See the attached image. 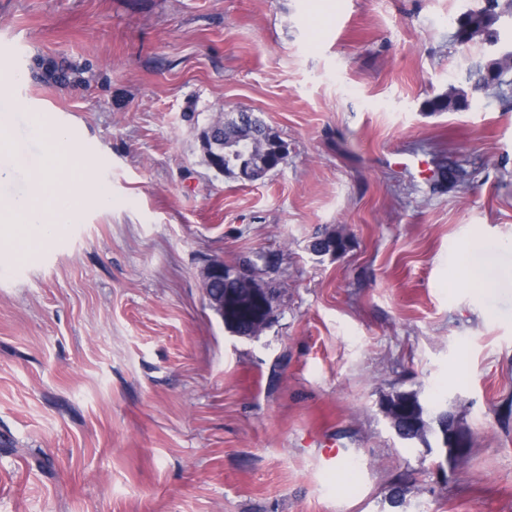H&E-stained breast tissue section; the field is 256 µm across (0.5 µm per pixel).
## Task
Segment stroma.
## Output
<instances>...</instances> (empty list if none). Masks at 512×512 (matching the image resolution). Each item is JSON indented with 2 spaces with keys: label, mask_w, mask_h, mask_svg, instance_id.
I'll return each instance as SVG.
<instances>
[{
  "label": "stroma",
  "mask_w": 512,
  "mask_h": 512,
  "mask_svg": "<svg viewBox=\"0 0 512 512\" xmlns=\"http://www.w3.org/2000/svg\"><path fill=\"white\" fill-rule=\"evenodd\" d=\"M481 5L0 0L10 139L44 113L107 196L0 263V512H512V277L481 294L455 261L512 268V106L425 107L485 54L450 38ZM242 111L288 146L253 184L200 141ZM244 257L280 290L252 338L204 293ZM395 391L468 429L447 480Z\"/></svg>",
  "instance_id": "stroma-1"
}]
</instances>
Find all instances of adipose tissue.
I'll use <instances>...</instances> for the list:
<instances>
[{
	"label": "adipose tissue",
	"instance_id": "1",
	"mask_svg": "<svg viewBox=\"0 0 512 512\" xmlns=\"http://www.w3.org/2000/svg\"><path fill=\"white\" fill-rule=\"evenodd\" d=\"M29 132L39 148L35 165L29 169V187L21 193L0 196V223L10 224L33 245L44 244L74 223L86 202L105 203V195L92 183L86 167L69 162L59 150L66 133L48 129L42 113L29 115ZM459 265L467 283L476 291L492 293L500 273L487 257L484 246L462 255Z\"/></svg>",
	"mask_w": 512,
	"mask_h": 512
}]
</instances>
